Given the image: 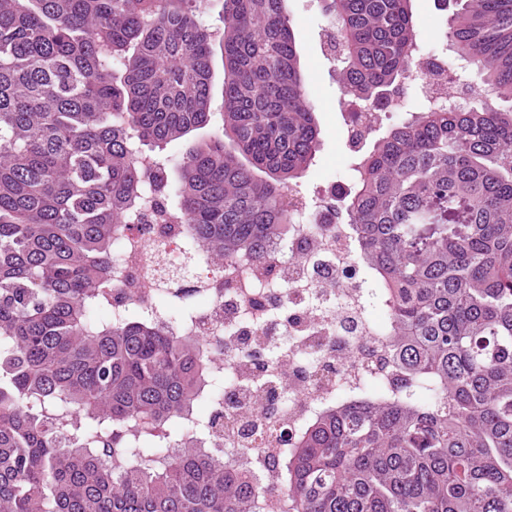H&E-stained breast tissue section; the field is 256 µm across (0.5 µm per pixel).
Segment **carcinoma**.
Listing matches in <instances>:
<instances>
[{"label": "carcinoma", "mask_w": 512, "mask_h": 512, "mask_svg": "<svg viewBox=\"0 0 512 512\" xmlns=\"http://www.w3.org/2000/svg\"><path fill=\"white\" fill-rule=\"evenodd\" d=\"M205 2L0 0V512H512V107L489 102L512 103V0H453L446 37L483 95L387 129L329 208L350 275L379 288L381 385L240 449L267 454L275 486L200 447L214 417L184 425L219 399L224 351L166 329L196 314L181 273L131 317L112 307L121 224L150 202L188 224L216 292L243 256L266 272L320 147L286 0H224L216 33ZM328 10L338 81L383 110L418 62L411 0ZM217 56L222 135L174 180L159 154L145 171L142 148L212 121Z\"/></svg>", "instance_id": "obj_1"}]
</instances>
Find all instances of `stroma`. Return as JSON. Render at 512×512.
Instances as JSON below:
<instances>
[{
    "label": "stroma",
    "instance_id": "obj_1",
    "mask_svg": "<svg viewBox=\"0 0 512 512\" xmlns=\"http://www.w3.org/2000/svg\"><path fill=\"white\" fill-rule=\"evenodd\" d=\"M324 0H288V12L296 35L301 68L308 98L321 130V145L308 171L289 186L300 197L329 195L331 185L349 187L355 154L347 143L351 114L360 102L344 98L337 83L339 63L325 51V33L332 19ZM419 21L418 43L421 57L452 60L444 33L451 8L438 0H412Z\"/></svg>",
    "mask_w": 512,
    "mask_h": 512
}]
</instances>
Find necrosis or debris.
<instances>
[{"label":"necrosis or debris","mask_w":512,"mask_h":512,"mask_svg":"<svg viewBox=\"0 0 512 512\" xmlns=\"http://www.w3.org/2000/svg\"><path fill=\"white\" fill-rule=\"evenodd\" d=\"M297 206L305 221L287 245H270L269 283L255 280L247 260H240L234 288L221 294L200 289L207 300L204 320L170 324L175 335L194 337L201 346L223 342L217 365L234 378L224 386L213 447L243 449L260 430H293L328 398L362 384L370 354L381 347L366 290L346 276L354 258L347 229L325 223L324 198L303 199ZM151 237L149 224L142 222L124 232L122 258L112 275L123 308L154 298L151 286L160 267L124 260L147 251ZM258 344L280 348L279 363L254 367L248 354ZM282 374L288 377L284 388L277 382ZM257 400L265 407L259 415L251 412Z\"/></svg>","instance_id":"1"}]
</instances>
